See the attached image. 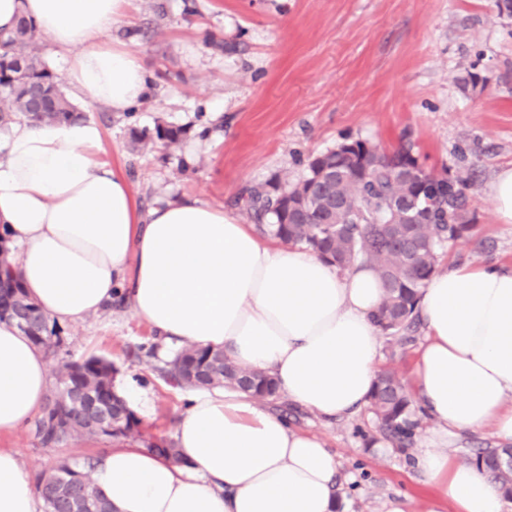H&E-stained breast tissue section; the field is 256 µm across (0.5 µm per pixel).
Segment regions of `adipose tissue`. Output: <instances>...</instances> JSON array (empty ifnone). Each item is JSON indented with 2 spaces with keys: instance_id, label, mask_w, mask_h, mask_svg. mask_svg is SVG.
<instances>
[{
  "instance_id": "adipose-tissue-1",
  "label": "adipose tissue",
  "mask_w": 512,
  "mask_h": 512,
  "mask_svg": "<svg viewBox=\"0 0 512 512\" xmlns=\"http://www.w3.org/2000/svg\"><path fill=\"white\" fill-rule=\"evenodd\" d=\"M127 2L0 0V32L30 19L63 52L76 96L125 112L148 93L147 68L102 36L126 22ZM101 142L91 120L0 127V225L43 312L78 323L120 295L164 340L224 349L316 416L361 410L380 356L378 273L339 270L196 200L142 208L97 160ZM417 308L416 399L434 425L416 454L426 512H502L498 484L450 458L448 440L489 427L512 439V266H449ZM48 391L43 351L0 323V435L39 415ZM173 439L178 466L133 444L97 462L92 478L113 512H334L337 456L248 393L191 394ZM38 498L21 452L0 448V512H38Z\"/></svg>"
}]
</instances>
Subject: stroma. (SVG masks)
I'll use <instances>...</instances> for the list:
<instances>
[{
    "mask_svg": "<svg viewBox=\"0 0 512 512\" xmlns=\"http://www.w3.org/2000/svg\"><path fill=\"white\" fill-rule=\"evenodd\" d=\"M109 38L142 55L152 94L129 114L82 109L102 129L101 159L121 170L142 207L170 196L230 210L244 187L274 175L296 182L310 156L345 140L391 149L405 138L427 168L474 174L476 230L449 246L446 263L512 266V228L488 195L494 176L512 168V16L496 0H132L128 26ZM158 123L188 135L164 151L132 150L131 128ZM153 336L129 308L108 310L64 325L60 355L47 364L113 361L118 379L152 401L146 430L169 438L187 392L164 381L163 357L136 358ZM271 408L337 454L336 512H382L386 500L407 498L421 512L430 492L414 448L380 433L369 409L327 421L283 397ZM111 446L44 448L31 424L0 436L33 477Z\"/></svg>",
    "mask_w": 512,
    "mask_h": 512,
    "instance_id": "35a3bbf8",
    "label": "stroma"
}]
</instances>
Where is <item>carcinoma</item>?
<instances>
[{
    "label": "carcinoma",
    "mask_w": 512,
    "mask_h": 512,
    "mask_svg": "<svg viewBox=\"0 0 512 512\" xmlns=\"http://www.w3.org/2000/svg\"><path fill=\"white\" fill-rule=\"evenodd\" d=\"M39 34L30 22L20 20L7 38L0 36V126L16 119L31 125L76 121L84 113L62 90V80L42 60ZM187 130L157 123L152 129H130L135 150L169 148L180 143ZM353 156L334 150L308 158L306 173L294 184L276 175L246 189V203L256 230L263 236L313 252L344 271L356 264L369 265L379 274L385 297L373 319L387 344L401 347L414 339L421 327L416 303L437 273L448 245L473 235L471 176L444 168L430 170L413 185L398 176L400 168L416 164L411 148L399 145L377 149L378 164L364 179L353 158L369 147L366 140H352ZM347 173L336 187L319 183L325 163ZM418 198L434 209L431 224H393L391 204ZM7 231L0 232V322L14 323L34 345L50 355L62 342V328L51 321L28 296L6 246ZM117 368L106 359L91 356L82 361H60L57 381L49 390L36 434L44 448L68 440H112L135 443L173 464L182 463L174 441L145 431L141 419L114 390ZM162 375L176 387L191 389L227 384L248 390L262 402L279 399L273 378L237 366L219 350L182 347L165 361ZM379 429L406 448L413 443L424 410L389 367L382 369L369 397ZM109 414L111 430L99 426ZM499 449L480 448L472 461L484 468L512 499V469L498 464ZM92 460L77 469L65 460L41 473L36 488L46 512H72L81 501L84 512H112V503L93 483Z\"/></svg>",
    "instance_id": "obj_1"
}]
</instances>
